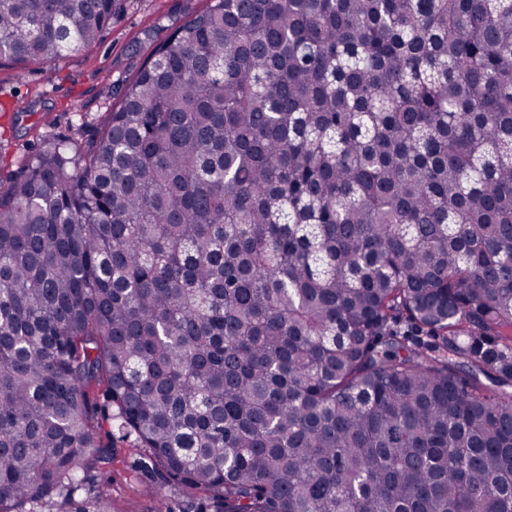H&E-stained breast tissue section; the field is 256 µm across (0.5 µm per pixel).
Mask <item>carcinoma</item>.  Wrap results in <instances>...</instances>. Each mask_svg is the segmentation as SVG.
Listing matches in <instances>:
<instances>
[{
  "label": "carcinoma",
  "instance_id": "carcinoma-1",
  "mask_svg": "<svg viewBox=\"0 0 512 512\" xmlns=\"http://www.w3.org/2000/svg\"><path fill=\"white\" fill-rule=\"evenodd\" d=\"M114 420L214 512H512V0H210L0 173V512H114Z\"/></svg>",
  "mask_w": 512,
  "mask_h": 512
}]
</instances>
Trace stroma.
Wrapping results in <instances>:
<instances>
[{"label": "stroma", "mask_w": 512, "mask_h": 512, "mask_svg": "<svg viewBox=\"0 0 512 512\" xmlns=\"http://www.w3.org/2000/svg\"><path fill=\"white\" fill-rule=\"evenodd\" d=\"M208 0H121L102 41L54 66L0 64V169H15L45 135L90 137L154 49ZM105 489L116 512H199L201 498L141 466L132 438L113 432Z\"/></svg>", "instance_id": "stroma-1"}]
</instances>
